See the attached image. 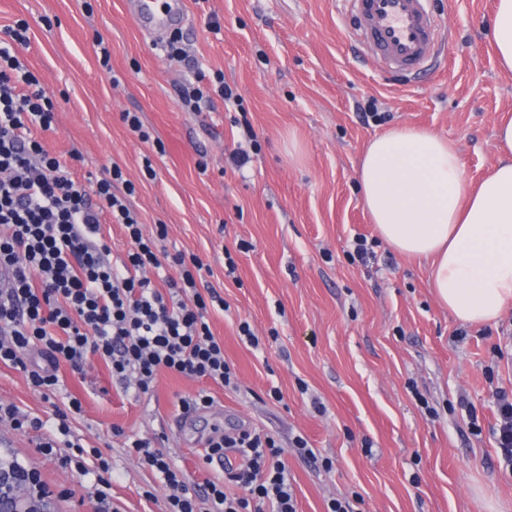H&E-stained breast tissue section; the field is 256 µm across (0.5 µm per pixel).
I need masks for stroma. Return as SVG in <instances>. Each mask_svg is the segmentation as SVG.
Listing matches in <instances>:
<instances>
[{"mask_svg":"<svg viewBox=\"0 0 512 512\" xmlns=\"http://www.w3.org/2000/svg\"><path fill=\"white\" fill-rule=\"evenodd\" d=\"M493 4L434 0L448 28L442 63L403 81L349 37L342 0H184L178 60L162 47L168 31L145 35L128 0H0V31L27 23L19 56L57 102L54 129L40 140L54 154L79 153L72 173L87 185L119 164L136 186L128 201L145 236L166 225L163 248L198 255L229 306L210 321L238 387L213 388L214 406L184 432L169 422L201 381L164 372L153 395L138 398L100 360L82 380L62 371L61 396L84 408L72 427L110 458L121 512H161L164 498L125 434L155 439L191 469L213 429L243 427L283 448L298 512H327L333 498L353 512H512V472L491 433L498 391L512 392V304L489 324L457 320L435 299L426 262L380 240L356 179L368 143L396 126L451 142L471 183L493 171L496 127L512 115V73L499 69L489 37ZM195 82L210 109L183 108L179 90ZM224 84L237 102L225 103ZM125 112L139 114L151 142L130 132ZM248 126L257 138L238 172L227 156ZM358 235L375 260L353 259ZM243 321L260 349L240 340ZM0 400L50 414L3 365ZM299 435L313 456L299 454ZM1 453L26 457L52 487L71 483L5 426Z\"/></svg>","mask_w":512,"mask_h":512,"instance_id":"1","label":"stroma"}]
</instances>
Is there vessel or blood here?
I'll return each mask as SVG.
<instances>
[{"instance_id": "b4317fda", "label": "vessel or blood", "mask_w": 512, "mask_h": 512, "mask_svg": "<svg viewBox=\"0 0 512 512\" xmlns=\"http://www.w3.org/2000/svg\"><path fill=\"white\" fill-rule=\"evenodd\" d=\"M352 38L382 60L392 77L405 79L427 69L445 39L432 0H347ZM132 13L145 30L180 25L182 0L158 10L155 0H131Z\"/></svg>"}]
</instances>
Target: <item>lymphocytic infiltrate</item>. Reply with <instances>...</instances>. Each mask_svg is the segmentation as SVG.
Here are the masks:
<instances>
[{
	"label": "lymphocytic infiltrate",
	"instance_id": "obj_1",
	"mask_svg": "<svg viewBox=\"0 0 512 512\" xmlns=\"http://www.w3.org/2000/svg\"><path fill=\"white\" fill-rule=\"evenodd\" d=\"M27 44L20 24L0 38V365L19 370L43 400L59 386V369L82 376L90 358L104 361L123 389L151 394L161 373L233 389L237 376L224 342L208 319L220 293L202 289L197 255L169 254L145 237L127 198L135 186L112 166L91 186L74 180L39 132L51 130L55 104L18 58ZM121 226L129 248L112 262L103 220ZM83 412L79 398L54 406L53 425L0 401V423L16 434H37V453L59 460L85 490L89 512H119L112 500V466L101 449L72 431ZM139 465L166 490L163 512H297L284 450L260 429L210 438L204 461L238 449L239 467L224 478L195 481L152 441L128 442Z\"/></svg>",
	"mask_w": 512,
	"mask_h": 512
}]
</instances>
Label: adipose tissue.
<instances>
[{"label":"adipose tissue","mask_w":512,"mask_h":512,"mask_svg":"<svg viewBox=\"0 0 512 512\" xmlns=\"http://www.w3.org/2000/svg\"><path fill=\"white\" fill-rule=\"evenodd\" d=\"M492 44L512 71V0H495ZM500 163L478 187L457 149L432 131L396 127L365 149L357 180L381 238L426 260L441 305L482 325L512 304V119L496 132Z\"/></svg>","instance_id":"obj_1"}]
</instances>
